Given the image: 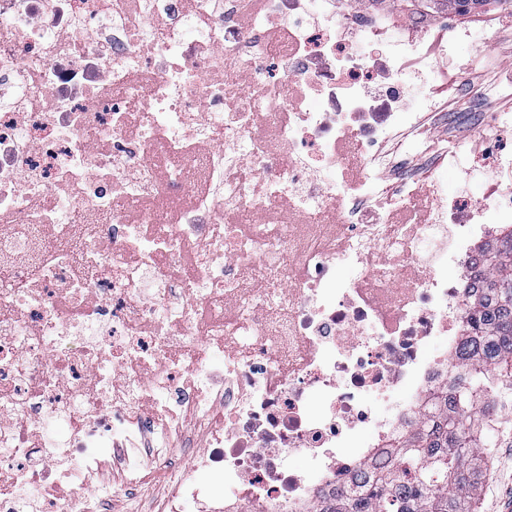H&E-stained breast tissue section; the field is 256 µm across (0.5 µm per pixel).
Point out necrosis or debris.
Returning a JSON list of instances; mask_svg holds the SVG:
<instances>
[{
	"label": "necrosis or debris",
	"instance_id": "1",
	"mask_svg": "<svg viewBox=\"0 0 512 512\" xmlns=\"http://www.w3.org/2000/svg\"><path fill=\"white\" fill-rule=\"evenodd\" d=\"M461 41L497 97L494 34L435 53L392 0H0V512H112L177 449L149 512H317L389 463L512 223L495 181L379 185Z\"/></svg>",
	"mask_w": 512,
	"mask_h": 512
}]
</instances>
